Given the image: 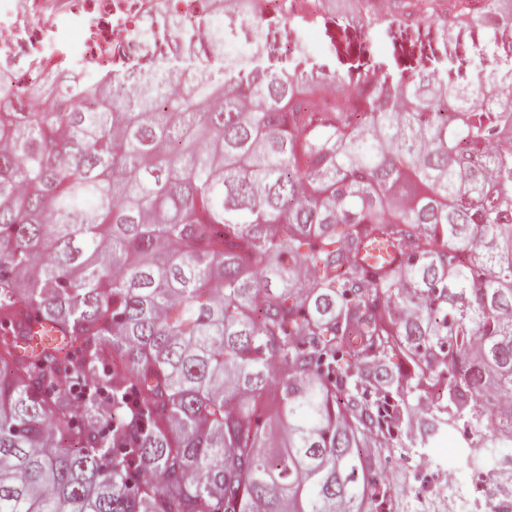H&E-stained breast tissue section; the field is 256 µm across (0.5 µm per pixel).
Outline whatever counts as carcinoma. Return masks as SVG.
<instances>
[{"instance_id":"1","label":"carcinoma","mask_w":512,"mask_h":512,"mask_svg":"<svg viewBox=\"0 0 512 512\" xmlns=\"http://www.w3.org/2000/svg\"><path fill=\"white\" fill-rule=\"evenodd\" d=\"M363 2L409 78L0 107V512H388L379 396L436 392L418 448L512 446V70L426 68L435 35L512 32V0Z\"/></svg>"}]
</instances>
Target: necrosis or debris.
Returning a JSON list of instances; mask_svg holds the SVG:
<instances>
[{
    "instance_id": "4bbe7bcc",
    "label": "necrosis or debris",
    "mask_w": 512,
    "mask_h": 512,
    "mask_svg": "<svg viewBox=\"0 0 512 512\" xmlns=\"http://www.w3.org/2000/svg\"><path fill=\"white\" fill-rule=\"evenodd\" d=\"M175 18L193 29L192 48L172 43ZM223 21L214 0H0V81L23 112V82L46 73L51 95L83 86L91 73L104 81L119 72L140 79L164 68L196 83L219 80L254 59L245 48L217 59L203 54L210 23ZM71 28L81 34L75 57L60 43ZM404 455L408 476L392 492L401 512H512V448H461L453 458L408 448Z\"/></svg>"
}]
</instances>
